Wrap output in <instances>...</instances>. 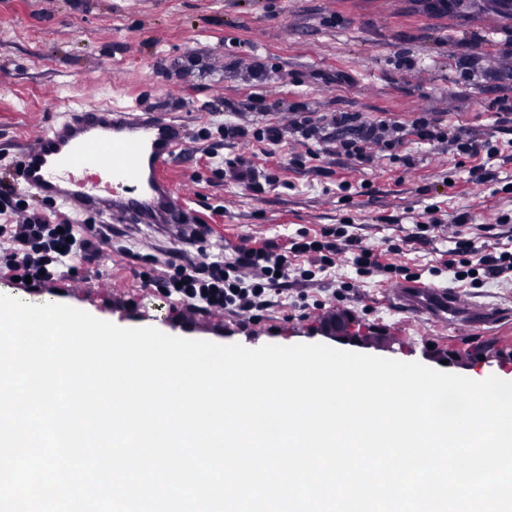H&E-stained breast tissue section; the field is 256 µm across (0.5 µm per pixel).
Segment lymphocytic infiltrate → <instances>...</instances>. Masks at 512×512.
I'll return each mask as SVG.
<instances>
[{"label": "lymphocytic infiltrate", "mask_w": 512, "mask_h": 512, "mask_svg": "<svg viewBox=\"0 0 512 512\" xmlns=\"http://www.w3.org/2000/svg\"><path fill=\"white\" fill-rule=\"evenodd\" d=\"M332 123L331 132H322L314 119L297 111L289 126L301 144L317 141L367 166L375 163L381 152L402 144L410 134L430 142L450 143L460 156H491L496 152L494 145L470 139L463 128H451L424 115L406 124L389 119L365 120L342 112L333 117ZM0 199L12 202L16 217L15 223L0 225V237L9 243L5 267L13 276L30 277L32 285L57 279L74 258L95 263L103 243L111 238L106 224H54L39 209L30 207L26 199L18 197L15 189L0 193ZM452 239L450 259L443 267L431 268V275L438 276L446 270L469 277L473 285L481 286L512 274V251L486 250L478 245L476 236L460 230L453 231ZM402 250V244L390 240L381 248L365 244L349 232L347 225L336 224L314 236L300 232L283 248L271 242L256 247L241 245L231 254H204L197 260L179 251L161 257L129 249L125 255L139 265L138 276L145 287L166 298L180 297L193 312H228L245 327L260 323L274 296L283 294L290 284L316 281L318 275L344 261L354 269V277L340 282L331 304H315L322 312V324L341 322L349 313L348 301L357 297L368 279H414L410 268L393 261ZM304 256L309 259L305 265L300 262Z\"/></svg>", "instance_id": "1"}]
</instances>
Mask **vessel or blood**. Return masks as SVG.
Wrapping results in <instances>:
<instances>
[{"label":"vessel or blood","instance_id":"1","mask_svg":"<svg viewBox=\"0 0 512 512\" xmlns=\"http://www.w3.org/2000/svg\"><path fill=\"white\" fill-rule=\"evenodd\" d=\"M185 138L184 126L163 113L89 106L37 132L12 167L22 190L59 203L69 219L105 212L117 222L179 235L188 231L190 214L164 171ZM387 302L441 327L481 331L500 316L493 305L432 282L395 281Z\"/></svg>","mask_w":512,"mask_h":512}]
</instances>
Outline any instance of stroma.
I'll use <instances>...</instances> for the list:
<instances>
[{
  "label": "stroma",
  "instance_id": "1",
  "mask_svg": "<svg viewBox=\"0 0 512 512\" xmlns=\"http://www.w3.org/2000/svg\"><path fill=\"white\" fill-rule=\"evenodd\" d=\"M512 99V0H0V181L30 132L77 105L132 102L162 110L188 131L187 147L167 172L196 223L209 225L214 248L268 240L286 246L296 232L316 234L350 221L369 244L405 241L396 260L414 271L442 266L447 232L411 243L419 223L438 215L481 226V240L512 247V123L499 119ZM327 125L339 112L370 120L409 121L431 113L470 137L489 141L494 156L462 159L447 144L406 138L399 160L365 168L334 153L295 167L299 146L287 133L276 152L244 138H203L224 121L285 128L292 109ZM248 159L275 174L262 190L218 176L225 163ZM495 173L491 184L472 169ZM350 183L341 194V183ZM103 272L77 263L81 282L61 278L46 295L124 328L257 348L324 344L386 359L418 362L481 381H512V279L480 288L437 277L505 315L483 336L442 330L393 310L387 281L374 278L352 302L343 335L323 333L316 315L292 316L289 294L277 296L261 323L240 328L230 314L187 315L182 303L144 288L130 260L105 249Z\"/></svg>",
  "mask_w": 512,
  "mask_h": 512
}]
</instances>
